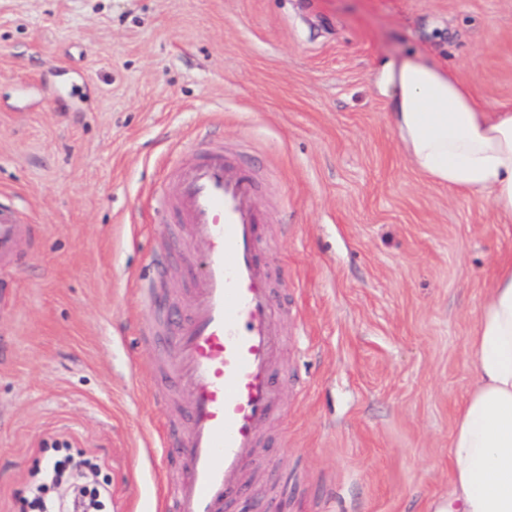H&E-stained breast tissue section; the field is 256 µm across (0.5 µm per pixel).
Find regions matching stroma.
I'll use <instances>...</instances> for the list:
<instances>
[{"instance_id":"stroma-1","label":"stroma","mask_w":512,"mask_h":512,"mask_svg":"<svg viewBox=\"0 0 512 512\" xmlns=\"http://www.w3.org/2000/svg\"><path fill=\"white\" fill-rule=\"evenodd\" d=\"M419 54L512 101V0H0V192L35 244L0 269V512L52 437L103 459L112 512L182 478L188 397L141 329L184 317L204 248L163 195L207 126L254 172L283 313L284 411L224 512H433L512 222L432 183L371 74Z\"/></svg>"}]
</instances>
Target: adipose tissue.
<instances>
[{
	"label": "adipose tissue",
	"instance_id": "obj_1",
	"mask_svg": "<svg viewBox=\"0 0 512 512\" xmlns=\"http://www.w3.org/2000/svg\"><path fill=\"white\" fill-rule=\"evenodd\" d=\"M372 87L417 171L512 219V103L488 107L422 56L382 60ZM469 357L476 380L455 416L450 491L437 512H512V256L496 263Z\"/></svg>",
	"mask_w": 512,
	"mask_h": 512
}]
</instances>
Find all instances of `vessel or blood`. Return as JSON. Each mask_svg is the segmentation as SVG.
<instances>
[{
	"label": "vessel or blood",
	"instance_id": "obj_1",
	"mask_svg": "<svg viewBox=\"0 0 512 512\" xmlns=\"http://www.w3.org/2000/svg\"><path fill=\"white\" fill-rule=\"evenodd\" d=\"M167 200L176 223L188 225L206 247L194 283L195 306L184 320L152 313L146 335L170 337L164 378L188 394L183 435H169L184 477L167 485L159 512H223L243 486L261 431L278 416L281 398L274 368L284 340L279 307L260 266L262 234L258 186L236 168L218 140L203 144L176 172ZM33 227L0 200V267L17 264Z\"/></svg>",
	"mask_w": 512,
	"mask_h": 512
}]
</instances>
